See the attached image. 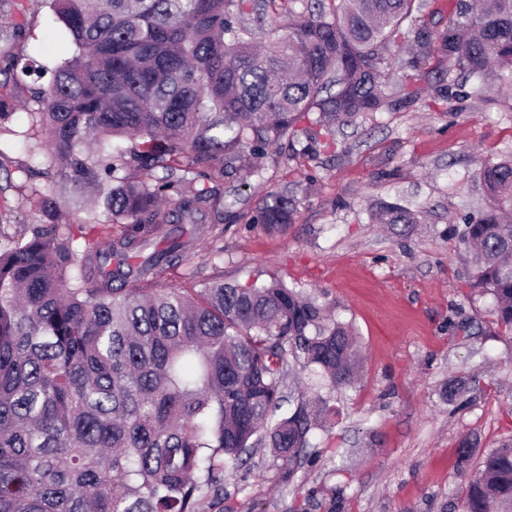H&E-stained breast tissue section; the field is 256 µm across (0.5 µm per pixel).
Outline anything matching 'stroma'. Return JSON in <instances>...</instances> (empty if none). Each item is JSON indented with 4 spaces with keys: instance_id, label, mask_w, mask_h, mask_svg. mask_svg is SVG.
Here are the masks:
<instances>
[{
    "instance_id": "obj_1",
    "label": "stroma",
    "mask_w": 512,
    "mask_h": 512,
    "mask_svg": "<svg viewBox=\"0 0 512 512\" xmlns=\"http://www.w3.org/2000/svg\"><path fill=\"white\" fill-rule=\"evenodd\" d=\"M0 21L12 56L53 69L73 47L47 0H7ZM0 57V91L13 109L0 124V222L21 231L34 215L24 134L41 78L16 83ZM448 64L430 60L423 97L337 126L332 147L300 132L269 147L261 176L225 175L241 219H225L221 240L198 239L193 256L161 286L215 271L240 284H296L337 320L352 324L362 349L353 386L335 392L336 417L312 443L315 463L282 483L269 449L247 465L225 464L224 494L234 512H286L315 493L319 512H458L472 475L455 450L467 436L480 449L512 439V336L490 313L492 299L470 292L471 254L453 230L488 208L482 160L512 155V91L474 90L448 81ZM448 83L451 111L430 95ZM288 191L297 213L287 230L244 220L272 192ZM408 202L423 221L394 228L369 221L384 203ZM221 258H214V251ZM468 391L449 402V380Z\"/></svg>"
}]
</instances>
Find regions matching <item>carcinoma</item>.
I'll list each match as a JSON object with an SVG mask.
<instances>
[{
  "mask_svg": "<svg viewBox=\"0 0 512 512\" xmlns=\"http://www.w3.org/2000/svg\"><path fill=\"white\" fill-rule=\"evenodd\" d=\"M283 2L287 22L267 28L232 21L255 0H51L75 50L33 95L39 222L0 248V512H202L206 499L233 512L224 462L269 448L290 483L336 415L286 379L354 384L352 327L296 286L153 283L198 236H223L224 168L258 176L300 124L331 138L388 103L387 48L410 71L393 84L398 105L419 100L413 79L432 58L479 89L491 75L512 87V0H457L436 34L417 24V0ZM125 137L134 146L112 145ZM480 177L492 204L455 233L473 247L471 288L512 332V158ZM76 207L75 231L62 218ZM294 211L271 194L250 222L283 232ZM374 219L418 223L397 204ZM477 451L463 438L457 466ZM492 505L512 512V441L482 452L460 497V512Z\"/></svg>",
  "mask_w": 512,
  "mask_h": 512,
  "instance_id": "1",
  "label": "carcinoma"
}]
</instances>
